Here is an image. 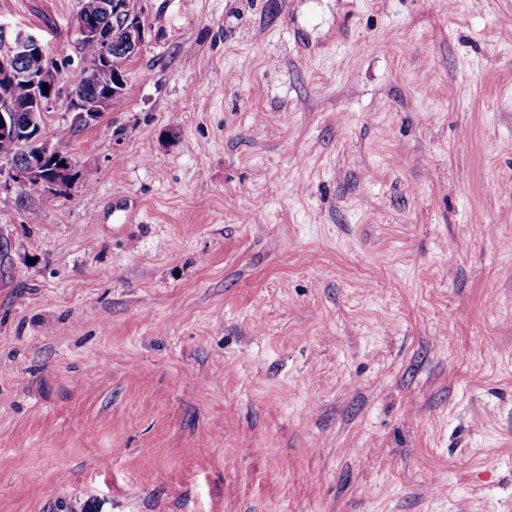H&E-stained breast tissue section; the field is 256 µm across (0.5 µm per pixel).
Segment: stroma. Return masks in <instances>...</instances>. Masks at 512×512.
Masks as SVG:
<instances>
[{
	"label": "stroma",
	"instance_id": "obj_1",
	"mask_svg": "<svg viewBox=\"0 0 512 512\" xmlns=\"http://www.w3.org/2000/svg\"><path fill=\"white\" fill-rule=\"evenodd\" d=\"M0 0L69 188L0 190V512H512V0ZM123 0H80V9L78 14H82L88 20L101 22L99 5L102 2V12L108 17L120 16L124 28L125 57L132 58L137 54L145 41L147 25L140 12H136V0H126L128 9L131 12H125L126 7ZM126 14V15H125ZM75 23L81 36V41L92 43L98 48L95 62L83 75L85 81L92 82L98 69L113 67L115 58L112 55V40L117 41V43L114 44V47L117 49L122 43V25L120 21L116 19L112 20V28L106 23L89 24L85 22L80 15L76 16ZM90 82L86 83L82 79L79 84L72 89L71 100L73 98L79 100L91 99L94 98L96 94L102 95L111 89L117 90L119 96L126 87L127 74L124 67H113L110 70L98 71L94 82ZM111 98L112 94H106L94 101L85 102L76 99L73 100L72 105H70L71 110L75 112L73 125L76 124L77 126L83 127L96 121L111 101Z\"/></svg>",
	"mask_w": 512,
	"mask_h": 512
}]
</instances>
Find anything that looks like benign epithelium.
I'll list each match as a JSON object with an SVG mask.
<instances>
[{"instance_id": "7a95c632", "label": "benign epithelium", "mask_w": 512, "mask_h": 512, "mask_svg": "<svg viewBox=\"0 0 512 512\" xmlns=\"http://www.w3.org/2000/svg\"><path fill=\"white\" fill-rule=\"evenodd\" d=\"M102 12L108 17H120L124 28L125 57L130 59L137 54L145 41L147 25L141 13L132 14L126 11L122 0H102ZM75 23L81 36V41L97 46L98 54L93 65L84 73V80L93 81L96 72L102 68H111L115 63L112 55V28L106 23H87L81 16H76ZM32 60V63L21 69L17 65L20 60ZM17 78L26 82L34 90L33 105L29 112L21 115L7 103H0V140L17 142L21 130L36 129L38 145L37 155L54 160L64 156V153L44 136L42 126L45 121L48 105L56 98L55 90L60 81V73L50 60L42 42L32 35L16 34L11 41L4 42L0 51V79L5 77ZM48 90H43V87ZM112 95L106 94L94 101L73 100L71 110L75 112L73 123L87 126L96 121L111 101ZM72 167L70 159L61 162L59 175L47 180L35 165L21 164L9 160L8 166L0 169L8 185L22 188L33 179L51 187L59 181Z\"/></svg>"}]
</instances>
